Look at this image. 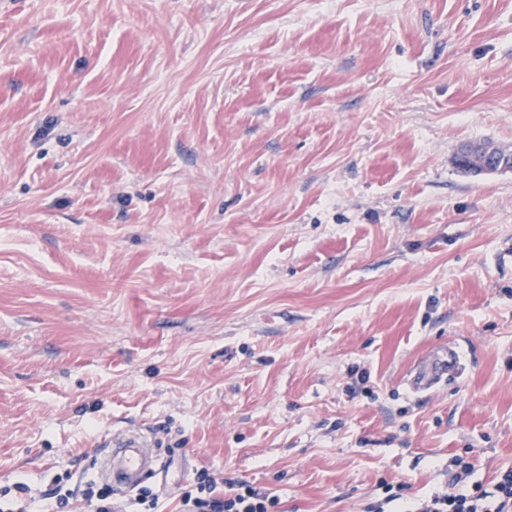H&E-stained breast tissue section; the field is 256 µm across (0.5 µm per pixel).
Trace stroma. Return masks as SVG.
<instances>
[{
    "instance_id": "1",
    "label": "stroma",
    "mask_w": 512,
    "mask_h": 512,
    "mask_svg": "<svg viewBox=\"0 0 512 512\" xmlns=\"http://www.w3.org/2000/svg\"><path fill=\"white\" fill-rule=\"evenodd\" d=\"M512 0H0V506L118 434L273 512L512 468ZM458 347L453 384L409 389ZM25 493H18V485ZM470 156L473 157H482L484 159V163L480 168H477L475 172L478 173H499V172H507L512 171V166L510 164H506V159H502L501 164L498 165H489V158L496 157L499 158L502 156L501 150L499 147L495 145H478L473 146L470 149Z\"/></svg>"
}]
</instances>
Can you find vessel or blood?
<instances>
[{
    "label": "vessel or blood",
    "mask_w": 512,
    "mask_h": 512,
    "mask_svg": "<svg viewBox=\"0 0 512 512\" xmlns=\"http://www.w3.org/2000/svg\"><path fill=\"white\" fill-rule=\"evenodd\" d=\"M462 368L461 355L456 348L443 351L435 360L428 385L434 386L457 377ZM161 467L156 451L142 447L131 439L112 441L104 454L99 473L112 487L132 489L137 487L147 474L158 472Z\"/></svg>",
    "instance_id": "1"
}]
</instances>
